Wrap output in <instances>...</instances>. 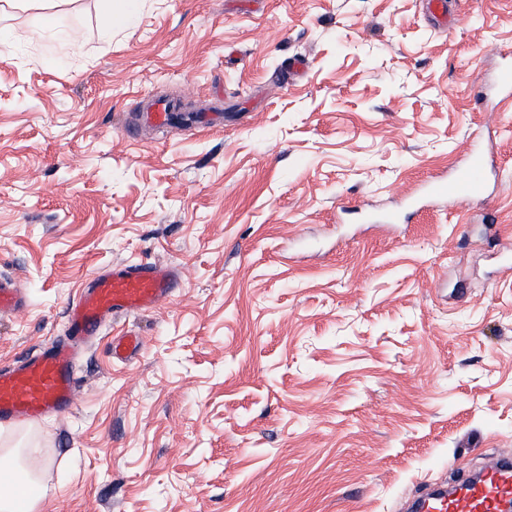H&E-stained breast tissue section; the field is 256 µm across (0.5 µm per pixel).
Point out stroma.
Here are the masks:
<instances>
[{
	"label": "stroma",
	"mask_w": 512,
	"mask_h": 512,
	"mask_svg": "<svg viewBox=\"0 0 512 512\" xmlns=\"http://www.w3.org/2000/svg\"><path fill=\"white\" fill-rule=\"evenodd\" d=\"M108 3L0 16V276L28 300L0 367L114 264L178 287L87 347L70 413L0 427L41 448L35 512H402L512 448V100L474 104L512 0L447 26L424 0H140L107 34ZM149 94L196 121L139 124ZM480 126L488 206L426 197ZM140 348V338L131 333L123 336H113L112 338V357L122 362L130 360L132 355Z\"/></svg>",
	"instance_id": "obj_1"
}]
</instances>
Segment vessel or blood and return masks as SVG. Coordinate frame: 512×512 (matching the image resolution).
I'll return each instance as SVG.
<instances>
[{
	"label": "vessel or blood",
	"instance_id": "vessel-or-blood-1",
	"mask_svg": "<svg viewBox=\"0 0 512 512\" xmlns=\"http://www.w3.org/2000/svg\"><path fill=\"white\" fill-rule=\"evenodd\" d=\"M462 164L448 177L427 185L430 197L476 206L489 202L490 167L481 147L482 134L473 131ZM175 275L166 264H119L93 275L67 308L68 336L51 340L11 365L0 367V425L36 423L71 410L81 386L77 367L88 343L112 321L146 312L170 299ZM26 295L17 282L0 278V315L20 308ZM133 334L112 339V356L128 361L139 351ZM451 483L429 487L416 499L412 512H503L512 502V451L497 450L481 472L459 463Z\"/></svg>",
	"mask_w": 512,
	"mask_h": 512
}]
</instances>
